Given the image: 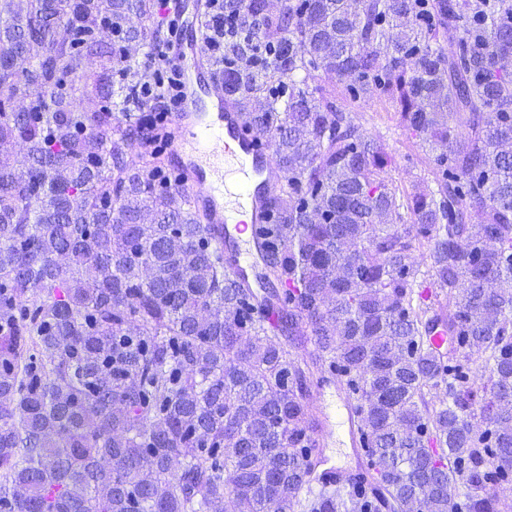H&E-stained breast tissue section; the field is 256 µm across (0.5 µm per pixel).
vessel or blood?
<instances>
[{"mask_svg": "<svg viewBox=\"0 0 512 512\" xmlns=\"http://www.w3.org/2000/svg\"><path fill=\"white\" fill-rule=\"evenodd\" d=\"M172 59L180 88L167 116L172 139L166 152L205 222L214 225L231 276L253 274L260 264L257 228L280 187L274 150L245 131L240 109L203 59L195 25L185 26Z\"/></svg>", "mask_w": 512, "mask_h": 512, "instance_id": "obj_1", "label": "vessel or blood"}]
</instances>
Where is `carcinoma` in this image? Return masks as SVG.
Listing matches in <instances>:
<instances>
[{
  "label": "carcinoma",
  "mask_w": 512,
  "mask_h": 512,
  "mask_svg": "<svg viewBox=\"0 0 512 512\" xmlns=\"http://www.w3.org/2000/svg\"><path fill=\"white\" fill-rule=\"evenodd\" d=\"M202 7L283 173L263 288L137 143L154 0H0V512H512L490 491L512 475V0ZM363 95L429 147L434 186L389 180ZM320 377L371 479L304 497Z\"/></svg>",
  "instance_id": "carcinoma-1"
}]
</instances>
